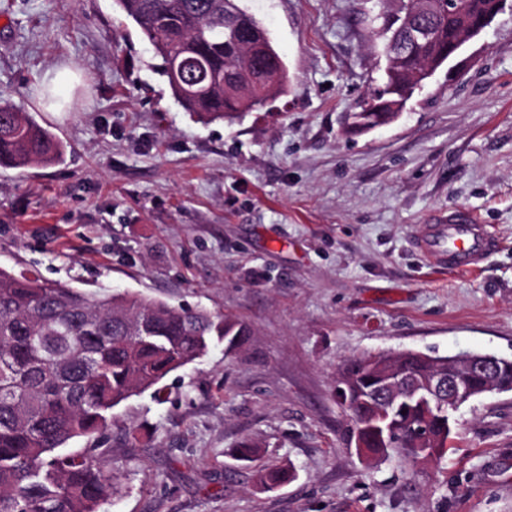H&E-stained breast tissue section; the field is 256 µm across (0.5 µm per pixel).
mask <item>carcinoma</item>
I'll return each instance as SVG.
<instances>
[{
	"instance_id": "carcinoma-1",
	"label": "carcinoma",
	"mask_w": 512,
	"mask_h": 512,
	"mask_svg": "<svg viewBox=\"0 0 512 512\" xmlns=\"http://www.w3.org/2000/svg\"><path fill=\"white\" fill-rule=\"evenodd\" d=\"M161 59L158 71L187 112L233 122L264 106L259 93H239L260 73H274L276 95L286 92L287 68L272 42L245 59L253 32L266 33L255 17L224 0H115ZM372 17V33L387 57L386 99L414 94L425 65L444 51L469 17L448 14L445 0H390ZM381 2V5L388 4ZM377 91L353 113L347 132L374 126ZM64 145L33 115L0 98V167L22 169L60 161ZM250 335L243 322L155 300L139 292L102 296L69 284L0 268V512H104L119 492L112 450L98 438L112 424V410L205 356L214 340L236 352ZM444 371L482 395L480 376L449 366ZM416 380L431 375L419 352L406 350L354 357L336 373L335 396L348 412L351 441L365 459L398 447L414 458L440 459L452 434L453 412L414 401L389 420V434L373 427L379 403L372 390L390 371ZM87 445L70 448L74 438ZM429 450L415 452L411 445ZM289 466L263 467L255 482L273 489L292 482Z\"/></svg>"
}]
</instances>
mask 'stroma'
I'll return each instance as SVG.
<instances>
[{
    "label": "stroma",
    "mask_w": 512,
    "mask_h": 512,
    "mask_svg": "<svg viewBox=\"0 0 512 512\" xmlns=\"http://www.w3.org/2000/svg\"><path fill=\"white\" fill-rule=\"evenodd\" d=\"M288 70L266 111L207 122L174 99L114 0H0V96L65 146L0 168V267L90 293H142L245 322L112 412L106 512H512V393L462 405L448 451L368 463L334 395L345 359L381 351L512 359V12L500 13L363 134L345 117L381 84L377 0H238ZM469 210L499 247L471 273L413 240ZM250 440L258 462L239 460ZM297 478L258 488L257 463Z\"/></svg>",
    "instance_id": "35a3bbf8"
}]
</instances>
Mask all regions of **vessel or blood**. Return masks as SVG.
Wrapping results in <instances>:
<instances>
[{"instance_id":"vessel-or-blood-1","label":"vessel or blood","mask_w":512,"mask_h":512,"mask_svg":"<svg viewBox=\"0 0 512 512\" xmlns=\"http://www.w3.org/2000/svg\"><path fill=\"white\" fill-rule=\"evenodd\" d=\"M414 246L433 268L471 272L481 267L498 240L469 211L458 209L426 225Z\"/></svg>"}]
</instances>
